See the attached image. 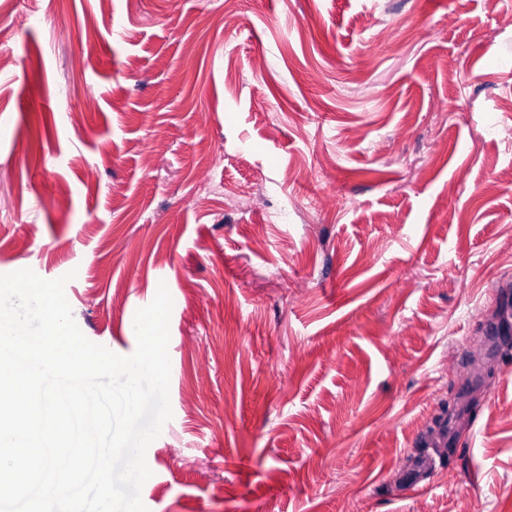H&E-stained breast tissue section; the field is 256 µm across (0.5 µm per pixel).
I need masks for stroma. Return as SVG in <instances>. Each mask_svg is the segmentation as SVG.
Instances as JSON below:
<instances>
[{"label": "stroma", "mask_w": 512, "mask_h": 512, "mask_svg": "<svg viewBox=\"0 0 512 512\" xmlns=\"http://www.w3.org/2000/svg\"><path fill=\"white\" fill-rule=\"evenodd\" d=\"M25 268L121 356L166 284L148 512H512V0H0Z\"/></svg>", "instance_id": "35a3bbf8"}]
</instances>
